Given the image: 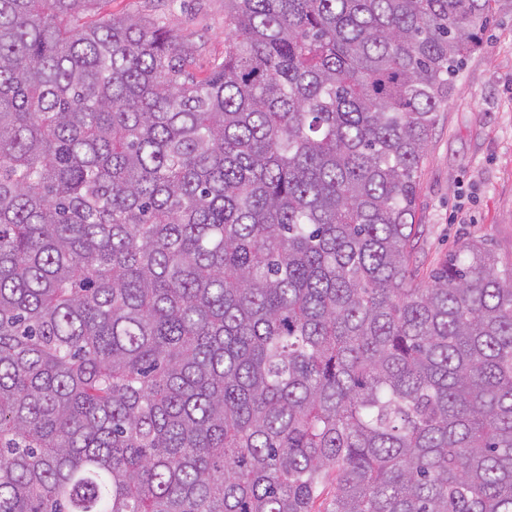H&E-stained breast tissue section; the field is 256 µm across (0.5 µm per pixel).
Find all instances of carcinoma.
I'll return each mask as SVG.
<instances>
[{
    "mask_svg": "<svg viewBox=\"0 0 512 512\" xmlns=\"http://www.w3.org/2000/svg\"><path fill=\"white\" fill-rule=\"evenodd\" d=\"M0 0V512H512V268L421 286L497 0ZM104 14L158 17L196 45L193 72L204 78L224 62V0H109Z\"/></svg>",
    "mask_w": 512,
    "mask_h": 512,
    "instance_id": "obj_1",
    "label": "carcinoma"
}]
</instances>
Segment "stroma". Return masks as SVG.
I'll return each instance as SVG.
<instances>
[{
	"instance_id": "1",
	"label": "stroma",
	"mask_w": 512,
	"mask_h": 512,
	"mask_svg": "<svg viewBox=\"0 0 512 512\" xmlns=\"http://www.w3.org/2000/svg\"><path fill=\"white\" fill-rule=\"evenodd\" d=\"M105 13L160 18L196 46L193 71L224 60V0H107ZM412 268L427 281L469 239L512 265V0H500L459 69L429 139L416 195Z\"/></svg>"
}]
</instances>
